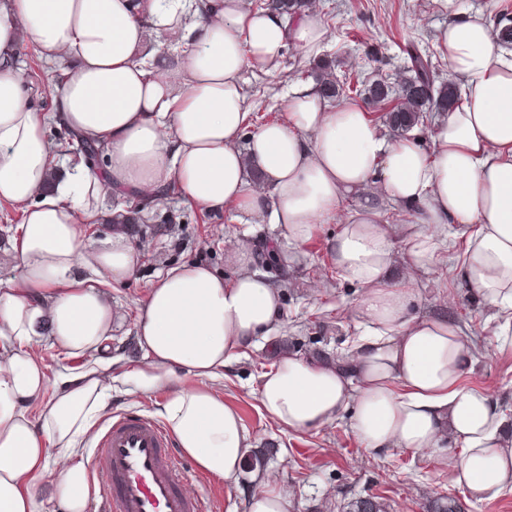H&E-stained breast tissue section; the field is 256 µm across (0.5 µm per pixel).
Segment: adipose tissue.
Returning <instances> with one entry per match:
<instances>
[{
	"instance_id": "1",
	"label": "adipose tissue",
	"mask_w": 512,
	"mask_h": 512,
	"mask_svg": "<svg viewBox=\"0 0 512 512\" xmlns=\"http://www.w3.org/2000/svg\"><path fill=\"white\" fill-rule=\"evenodd\" d=\"M440 34L462 99L431 137L390 140L365 110L328 105L316 89L288 96V120L251 126L245 73L279 71L287 46L305 56L327 38L316 7L284 18L242 0H0V200L23 205L12 235L17 276L0 279V512H86L88 462L76 451L112 387L108 368L50 382L31 350L50 339L64 353L102 350L118 313L106 289L139 256L107 195L155 199L169 185L209 211L247 209L289 244L316 223L339 224L328 243L339 275L360 285L363 330L347 362L286 353L260 377L266 416L284 431L319 428L353 413L372 450L416 452L448 437L461 453L454 483L483 501L512 493V415L461 380L474 347L445 316L407 317L410 292L394 283L395 237L413 266L438 250L435 231L466 239L462 281L495 311L499 348L512 352V58L482 13ZM50 64L62 63L55 116L108 158L104 169L66 167L46 190L48 119L33 111L13 67L19 35ZM356 206L345 208L347 198ZM409 212L387 224L386 202ZM111 216L97 247L84 227ZM238 276L187 262L161 273L139 308L143 359L128 371L169 395L160 414L203 473L237 483L252 437L213 383L280 324V293L240 245L226 253ZM194 378L173 387L175 371Z\"/></svg>"
}]
</instances>
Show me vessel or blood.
<instances>
[{
  "mask_svg": "<svg viewBox=\"0 0 512 512\" xmlns=\"http://www.w3.org/2000/svg\"><path fill=\"white\" fill-rule=\"evenodd\" d=\"M98 512H206L185 494V467L167 431L135 413L110 417L96 436Z\"/></svg>",
  "mask_w": 512,
  "mask_h": 512,
  "instance_id": "vessel-or-blood-1",
  "label": "vessel or blood"
}]
</instances>
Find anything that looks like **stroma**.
Listing matches in <instances>:
<instances>
[{
	"label": "stroma",
	"mask_w": 512,
	"mask_h": 512,
	"mask_svg": "<svg viewBox=\"0 0 512 512\" xmlns=\"http://www.w3.org/2000/svg\"><path fill=\"white\" fill-rule=\"evenodd\" d=\"M327 40L321 58L332 62L336 75L358 70L364 80L395 82L406 66L405 48L415 44L426 52L447 78L446 48L438 38L447 26L448 13L438 0H316ZM314 63L295 48H288L281 70L269 76L246 75L245 88L254 104L267 108V122L288 118L287 94L302 85H314ZM126 233L139 253L133 275L111 283L112 305L120 317L106 349L99 356H64L51 340L34 343L51 379L83 371L95 358L111 360L113 382L107 411L137 412L158 417L168 392L145 390L123 373L141 361L136 342L139 303L158 274L186 262H197L232 281L237 270L227 263L226 250L239 243L264 253L280 237L278 228L260 223L242 209L209 211L177 194H166L152 204L149 218L126 225ZM339 227L316 225L312 237L300 245L285 246L288 266L256 270L282 296L280 328L248 349L225 372L215 388L234 408L252 436L253 451L238 483L205 475L187 464L185 491L204 493L216 500L219 512H242L244 497L265 473L275 474L288 490V512H353L355 501L369 498L382 512H435L437 505L450 512H512V494L478 502L451 479L446 460L457 454L456 445L442 440L439 447L422 452L366 448L352 428V412L339 420L303 432L283 433L260 408L258 388L263 372L282 351L303 357L342 360L361 329L358 314L362 290L337 273L327 245ZM443 234L454 244L439 250L434 260L415 271L411 283L413 316L443 314L453 319L476 348V359L463 379L467 387L485 390L504 408H512V355L502 352L494 335L492 311L475 299L461 282L455 257L465 242L457 227L445 225Z\"/></svg>",
	"instance_id": "35a3bbf8"
}]
</instances>
